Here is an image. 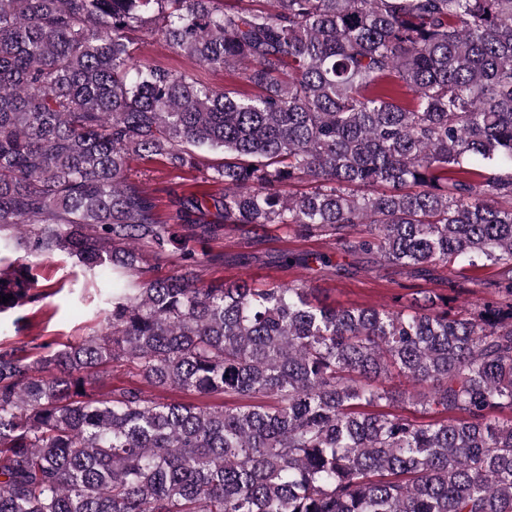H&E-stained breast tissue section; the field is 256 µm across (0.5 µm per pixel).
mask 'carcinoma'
<instances>
[{
  "mask_svg": "<svg viewBox=\"0 0 512 512\" xmlns=\"http://www.w3.org/2000/svg\"><path fill=\"white\" fill-rule=\"evenodd\" d=\"M149 40L253 93L138 59ZM133 156L222 191L171 190L163 223ZM229 225L414 276L493 267V300L206 281ZM14 228L30 255L132 281L106 335L0 347V512H512V0H0ZM172 254L180 272L146 276ZM314 262L341 269L279 260ZM36 281L1 264L0 313ZM114 365L139 383L97 393Z\"/></svg>",
  "mask_w": 512,
  "mask_h": 512,
  "instance_id": "obj_1",
  "label": "carcinoma"
}]
</instances>
